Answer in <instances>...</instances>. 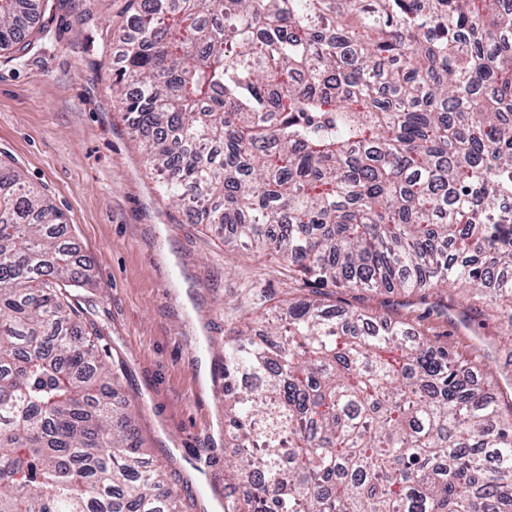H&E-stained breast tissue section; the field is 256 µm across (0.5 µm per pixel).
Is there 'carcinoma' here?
<instances>
[{
	"instance_id": "obj_1",
	"label": "carcinoma",
	"mask_w": 512,
	"mask_h": 512,
	"mask_svg": "<svg viewBox=\"0 0 512 512\" xmlns=\"http://www.w3.org/2000/svg\"><path fill=\"white\" fill-rule=\"evenodd\" d=\"M0 0V50L48 31ZM112 98L159 191L351 293L460 282L512 316L504 0H130ZM64 214L0 161V512H194L146 466L73 289ZM401 317L327 307L224 341L230 512H512V399Z\"/></svg>"
}]
</instances>
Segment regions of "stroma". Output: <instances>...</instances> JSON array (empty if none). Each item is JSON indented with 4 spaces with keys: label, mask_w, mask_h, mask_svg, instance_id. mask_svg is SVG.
Masks as SVG:
<instances>
[{
    "label": "stroma",
    "mask_w": 512,
    "mask_h": 512,
    "mask_svg": "<svg viewBox=\"0 0 512 512\" xmlns=\"http://www.w3.org/2000/svg\"><path fill=\"white\" fill-rule=\"evenodd\" d=\"M89 26L74 22L71 0H55L50 31L23 58L0 52V159L48 193L91 259L80 289L139 413L145 460L177 469L193 493L224 484V338L256 312L282 313L291 280L272 257L240 254L194 212L157 192L127 112L112 101V60L87 50L86 36L119 44L127 0H88ZM442 336L450 351L491 349L494 372L512 371V318L460 286L447 314L429 313L418 293H364ZM476 307L474 334L451 327L460 305Z\"/></svg>",
    "instance_id": "35a3bbf8"
}]
</instances>
